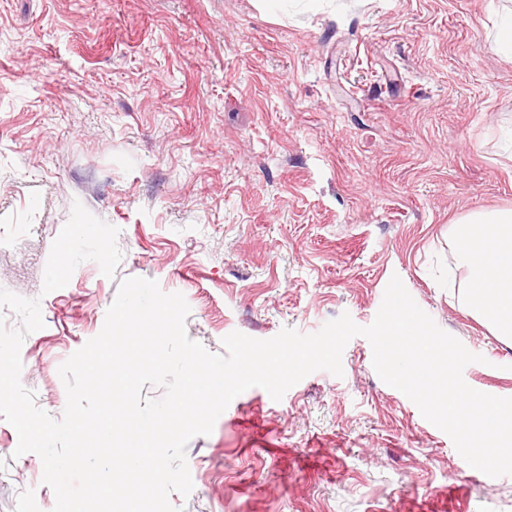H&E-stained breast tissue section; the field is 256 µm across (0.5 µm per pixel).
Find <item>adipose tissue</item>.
I'll return each mask as SVG.
<instances>
[{"instance_id": "obj_1", "label": "adipose tissue", "mask_w": 512, "mask_h": 512, "mask_svg": "<svg viewBox=\"0 0 512 512\" xmlns=\"http://www.w3.org/2000/svg\"><path fill=\"white\" fill-rule=\"evenodd\" d=\"M461 227L456 256L469 274V306L491 330L511 337L512 209L473 214Z\"/></svg>"}]
</instances>
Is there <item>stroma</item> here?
I'll return each mask as SVG.
<instances>
[{
  "mask_svg": "<svg viewBox=\"0 0 512 512\" xmlns=\"http://www.w3.org/2000/svg\"><path fill=\"white\" fill-rule=\"evenodd\" d=\"M512 0H0V288L40 298L22 385L61 419L59 366L119 284L182 293L212 353L238 331L370 325L392 276L512 397V343L476 320L450 224L512 208ZM120 230L114 277L85 261L43 293L74 202ZM352 338L274 401L235 397L186 447L182 512H512V476L471 467ZM0 418V512H53ZM495 42L499 52L505 56L512 57V9L505 10L501 14Z\"/></svg>",
  "mask_w": 512,
  "mask_h": 512,
  "instance_id": "1",
  "label": "stroma"
}]
</instances>
